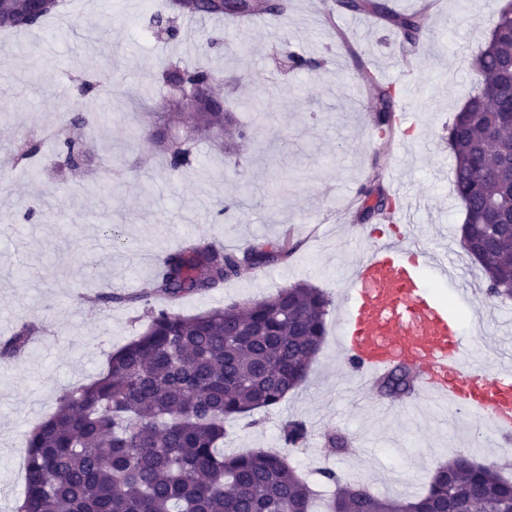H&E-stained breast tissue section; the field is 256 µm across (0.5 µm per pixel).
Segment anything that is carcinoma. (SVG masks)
Returning <instances> with one entry per match:
<instances>
[{
  "label": "carcinoma",
  "instance_id": "1",
  "mask_svg": "<svg viewBox=\"0 0 512 512\" xmlns=\"http://www.w3.org/2000/svg\"><path fill=\"white\" fill-rule=\"evenodd\" d=\"M353 14L374 15L400 36L405 58L429 39L427 14L398 13L388 0H338ZM67 0L50 8L33 0H0V15L26 13L22 25L2 31H35ZM280 0L259 5L252 0H164L153 16L156 27L171 18L218 19L233 23L257 15L278 16ZM292 71L312 70L317 62L288 54ZM512 7L500 12L488 39L471 63L466 102L448 125L453 154L454 192L465 208L460 248L481 266L490 299H512ZM163 82L170 88L204 86L208 95L198 111L181 115V105L166 96L152 104L162 110L161 126L141 130V138L162 147L166 171L176 176L197 164L198 138L220 139L234 123L220 81L200 62L168 61ZM81 98H95L100 83L90 74L73 78ZM375 92L372 122L380 136L392 135L399 116L398 90L371 77ZM499 109L488 110V94ZM265 118L252 111V123L237 124L242 140L254 139ZM93 119L83 104L70 109L63 132L51 139L56 162L70 172L87 165L83 130ZM494 129L500 148L486 147ZM42 142H30L10 156L17 166L33 168ZM356 220L391 218L400 202L374 175L358 191ZM295 248L262 242L229 251L213 242L192 240L167 254L148 293L101 294L96 302L142 310L144 331L112 353L107 371L88 384L66 390L55 412L39 424L26 443L25 492L18 512H316V493L285 456L264 449L224 455V422L277 406L301 385L326 336L330 300L321 289L296 283L243 305L215 307L195 315L157 308L159 297L176 303L189 295L224 287L244 268L288 261ZM32 331L21 325L0 344V357H23ZM401 398L413 391V377L395 366L379 383ZM308 430L302 420L281 429L285 447L301 446ZM339 491L327 512H512V480L493 463L458 456L439 465L425 490L412 497L379 498L358 484H342L332 469L321 471Z\"/></svg>",
  "mask_w": 512,
  "mask_h": 512
}]
</instances>
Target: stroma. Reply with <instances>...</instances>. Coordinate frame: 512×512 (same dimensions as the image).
<instances>
[{
	"instance_id": "stroma-1",
	"label": "stroma",
	"mask_w": 512,
	"mask_h": 512,
	"mask_svg": "<svg viewBox=\"0 0 512 512\" xmlns=\"http://www.w3.org/2000/svg\"><path fill=\"white\" fill-rule=\"evenodd\" d=\"M505 4L470 0L464 9L444 0L429 8L430 39L409 62L382 19L346 11L336 0H288L285 14L241 28L181 18L174 40L151 30L163 0H74L67 15L45 22L42 43L26 32L8 36L0 50V157L65 121L76 102L74 73H95L114 92L85 103L96 123L83 173L60 180L46 158L40 180L19 169L0 176V340L24 322L38 329L22 361H0V512H16L23 496L29 433L65 390L90 382L113 351L144 330L141 311L98 308L90 298L110 287L149 290L157 270L147 257L166 256L191 235L228 249L290 236L300 247L287 263L243 269L217 293L180 300L178 311L243 304L300 281L321 288L336 309L355 262L385 236L411 233L427 250L458 242L464 208L452 190L448 126L470 88L471 59ZM205 31L221 33L222 44L204 48ZM286 50L320 65L277 69ZM354 50L362 65L353 62ZM202 54L230 81L234 101L247 103L265 86L267 118L236 163L213 160L218 143L202 139L199 167L169 177L161 157L128 133L159 123L140 104L166 95L156 79L163 63ZM370 73L421 103L420 111L401 116L387 144L371 119ZM381 153L384 184L405 188L414 225L354 218L350 205ZM33 205L38 219L22 222ZM224 205L227 222L213 223ZM113 227L124 231L129 247L114 245ZM291 419L306 421L309 435L304 446L288 450V461L319 491V471L328 467L377 495L417 494L455 454L512 472V446L464 414L421 417L408 400L357 392L341 360L335 310L306 380L275 408L229 419L225 455L280 449L279 429ZM336 433L348 437L347 449L328 447Z\"/></svg>"
}]
</instances>
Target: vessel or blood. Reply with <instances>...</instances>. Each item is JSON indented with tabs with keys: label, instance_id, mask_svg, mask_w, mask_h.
<instances>
[{
	"label": "vessel or blood",
	"instance_id": "1",
	"mask_svg": "<svg viewBox=\"0 0 512 512\" xmlns=\"http://www.w3.org/2000/svg\"><path fill=\"white\" fill-rule=\"evenodd\" d=\"M417 240L380 244L353 268L339 317L342 353L371 389L394 365L416 375L417 405L444 404L512 439V353L488 369L471 360L461 320L434 298L430 278L448 276V252L409 261Z\"/></svg>",
	"mask_w": 512,
	"mask_h": 512
}]
</instances>
